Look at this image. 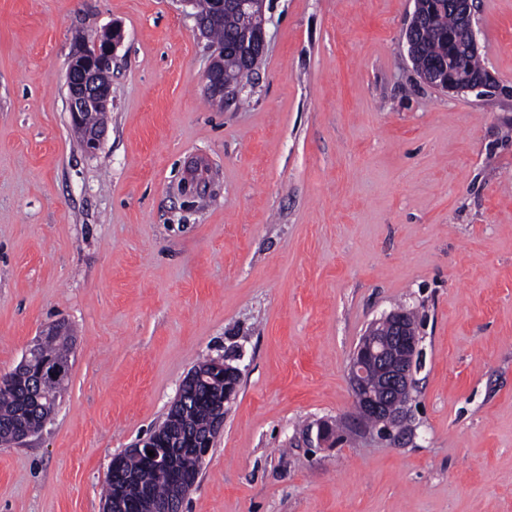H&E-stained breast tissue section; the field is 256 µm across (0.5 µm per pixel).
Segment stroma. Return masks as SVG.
Masks as SVG:
<instances>
[{"mask_svg": "<svg viewBox=\"0 0 512 512\" xmlns=\"http://www.w3.org/2000/svg\"><path fill=\"white\" fill-rule=\"evenodd\" d=\"M414 6L267 0L218 109L180 0H0V376L44 326L77 336L52 420L0 446V512H102L113 456L222 356L239 391L183 512H512V0H476L484 95L421 79ZM115 22L88 155L66 69ZM400 306L420 353L381 437L350 357Z\"/></svg>", "mask_w": 512, "mask_h": 512, "instance_id": "1", "label": "stroma"}]
</instances>
